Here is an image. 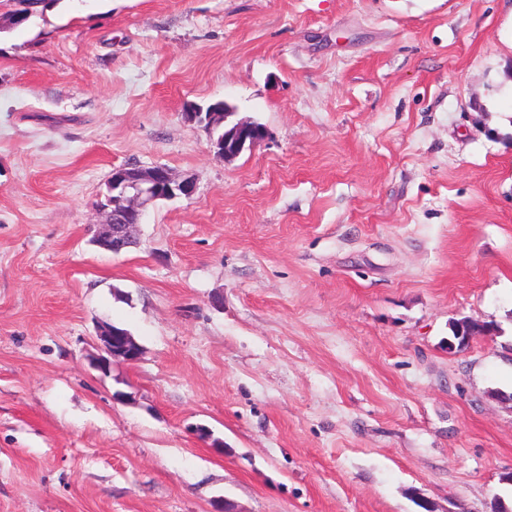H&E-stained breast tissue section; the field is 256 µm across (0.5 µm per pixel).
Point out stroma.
<instances>
[{"instance_id": "stroma-1", "label": "stroma", "mask_w": 512, "mask_h": 512, "mask_svg": "<svg viewBox=\"0 0 512 512\" xmlns=\"http://www.w3.org/2000/svg\"><path fill=\"white\" fill-rule=\"evenodd\" d=\"M268 137L232 161L184 118ZM192 177L137 247L114 167ZM499 333L449 350L461 319ZM136 362L90 365L96 327ZM512 0H59L0 34V512L512 500ZM233 110L229 112H185V116L188 119L189 122L196 123L200 126H207L209 129H213V127L219 123H225L229 116L233 114ZM203 114H205V117H203ZM216 138L214 140H217L221 135V128L215 127L212 131ZM97 336L101 342V354L95 357L93 366L103 376L111 374L112 362L115 359L133 363L140 358V349L126 330L106 324L98 329Z\"/></svg>"}]
</instances>
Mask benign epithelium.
I'll return each mask as SVG.
<instances>
[{"instance_id": "benign-epithelium-1", "label": "benign epithelium", "mask_w": 512, "mask_h": 512, "mask_svg": "<svg viewBox=\"0 0 512 512\" xmlns=\"http://www.w3.org/2000/svg\"><path fill=\"white\" fill-rule=\"evenodd\" d=\"M231 115L230 111L185 113L188 121L210 129L225 122ZM266 138V128L250 120H241L224 127V137L215 143L216 154L231 160ZM109 189L112 195L106 197L105 203L101 204L107 220L103 231L93 242L105 251L119 253L136 244L134 231L143 223L150 206L159 200L193 196L196 182L190 177L178 178L164 166L145 168L127 164L112 169ZM457 325L460 327V334L457 341H448L451 350L457 345L464 347L479 337L494 336V331L487 325L474 324L467 320H461ZM98 336L101 354L95 357L93 366L103 375L111 374L112 362L116 359L133 363L140 358V349L126 330L106 324L98 329Z\"/></svg>"}]
</instances>
